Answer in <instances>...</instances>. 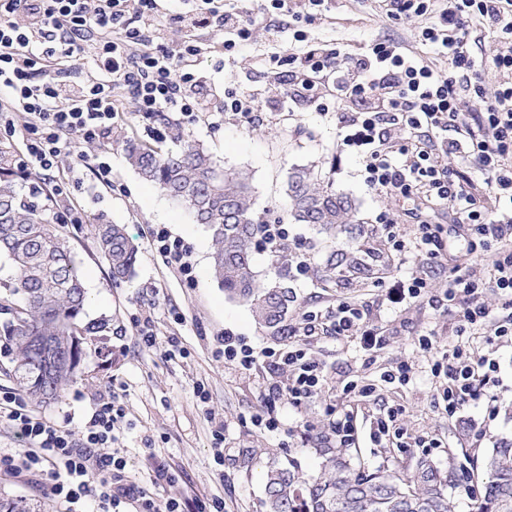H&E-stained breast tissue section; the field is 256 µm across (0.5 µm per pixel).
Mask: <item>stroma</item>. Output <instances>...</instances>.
<instances>
[{
  "label": "stroma",
  "instance_id": "obj_1",
  "mask_svg": "<svg viewBox=\"0 0 512 512\" xmlns=\"http://www.w3.org/2000/svg\"><path fill=\"white\" fill-rule=\"evenodd\" d=\"M328 6L325 20L308 26L269 12L265 0H238L236 8L253 35L237 41L229 53L224 50L223 30L198 31L199 71L217 89L251 90L258 110L249 120L222 112L200 115L172 125L163 143L176 151L185 141L196 142L225 171L247 173L256 216L286 225L284 255L264 248L254 255L259 276L281 267L285 284L296 295L284 322L275 328L261 325L248 304L225 296L211 274L209 230L128 165L124 143L147 141V122L130 101H122L124 119L109 141L80 145L78 152L63 158L69 166L77 153L102 152L112 166L111 190L97 188L88 178L74 195L87 215L86 223L64 226L87 291L84 319L106 320L108 328L86 337V356L76 379L61 399L39 405L38 410L75 430L100 395H115L126 412L116 434L132 481L159 499L177 498L190 507L199 500L222 498L224 512H265V474L270 466H291L307 478L319 475L323 449L338 444L330 422L350 412L356 418L358 441L345 456L353 467L412 470L423 458L443 470L454 467L461 479L451 491L455 512H473L482 494L485 453L496 442L512 440V340L499 338L490 345L482 336L458 335L453 317L430 304V297L443 296L446 282L439 272L401 260L393 250L378 215L389 213L395 231L407 236L416 226L406 214V203L366 185L362 159L343 146L335 112L317 109V100L328 98L329 89L319 88L316 99L293 104L275 89L279 73L288 69V53L299 48L293 38L297 29L330 51L357 55L376 40L390 39L427 58L438 70L446 65L423 45L415 20L379 17L374 0H329ZM294 167L313 170L333 190L351 197L356 223L333 236L309 224L290 223L286 191ZM96 222L126 225L134 237L139 252L130 279L112 282L95 246ZM155 228L167 229L184 242L193 282L163 265L151 241ZM344 250L360 252L376 269V278L326 284L325 268ZM416 273L426 278L428 296L396 300L399 288ZM342 300L356 301L370 321L384 327L381 349L368 354L355 337H302L300 347L323 367L325 382L297 407L270 399L269 387L283 376L270 368L265 351L282 348L288 341L287 327L297 325L305 313L331 310ZM143 321L155 335L154 347H146L136 335V325ZM224 334L239 337L260 353L257 365L242 371L225 364L217 341ZM422 337L443 349L459 346L490 355L498 363L485 393L469 400L456 415H448L437 396L441 380L431 371L434 356L418 347ZM405 363L413 367L410 381L381 382L383 372L397 371ZM352 381L372 386V393L344 395ZM201 387L209 394L208 402L198 398ZM492 396L498 406L493 418L487 410ZM269 409L281 421L273 432L253 423L257 414ZM391 410L399 413V436L372 439L377 418ZM217 419L224 423L220 465L212 454ZM160 466L169 470L172 481L156 483Z\"/></svg>",
  "mask_w": 512,
  "mask_h": 512
}]
</instances>
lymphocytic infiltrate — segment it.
Here are the masks:
<instances>
[{"instance_id": "1", "label": "lymphocytic infiltrate", "mask_w": 512, "mask_h": 512, "mask_svg": "<svg viewBox=\"0 0 512 512\" xmlns=\"http://www.w3.org/2000/svg\"><path fill=\"white\" fill-rule=\"evenodd\" d=\"M378 8L390 19L403 14L422 21V40L446 61L447 74L392 41L375 42L344 65L310 43L289 56L284 93L294 100L316 84H335L342 142L360 154L368 186L419 197L456 218L452 244L443 242L439 226L422 221L413 239L392 235L393 249L417 255L447 275L445 299L460 331L491 322L495 336H511L512 0H380ZM433 13L438 22L426 24ZM158 14L159 0H0V139L21 141L22 175L50 177L57 198L71 197L87 172L111 189L106 158L79 157L65 172L59 163L70 136L90 143L110 138L123 116L119 94H128L147 119L168 112L191 119L211 110L215 96L204 91L194 67L200 52L195 33L218 22L228 34L224 49L232 51L247 34L239 15L219 0H201L176 15L181 38L172 43ZM473 27L489 37L477 53L468 44ZM76 56L90 59L101 79L61 80L63 63ZM487 69L499 77L490 96L480 82ZM463 86L484 99L482 111L462 110ZM476 171L484 176L479 186L472 177ZM468 240L490 250L489 279L474 278L468 256L457 254L458 242ZM484 287L498 290L505 319L495 320L480 302ZM325 328L359 337L368 350L382 343V329L368 324L354 303H338L325 322L306 315L301 326L307 336ZM270 358L275 368L290 373L287 387L275 385L270 392L289 403L310 398L324 379L303 349L274 351ZM496 368L489 355L455 349L442 367L445 383L439 391L448 413L478 395ZM125 416L112 395H103L75 432L16 396L0 395V421L26 442L20 451L0 453V475L39 477L66 512H77L87 499L98 502L102 512H184L174 499L156 505L147 490L128 480L114 434Z\"/></svg>"}]
</instances>
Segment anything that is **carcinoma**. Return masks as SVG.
<instances>
[{
	"instance_id": "obj_1",
	"label": "carcinoma",
	"mask_w": 512,
	"mask_h": 512,
	"mask_svg": "<svg viewBox=\"0 0 512 512\" xmlns=\"http://www.w3.org/2000/svg\"><path fill=\"white\" fill-rule=\"evenodd\" d=\"M129 164L145 180L158 185L197 224L211 232V268L215 281L231 300L251 306L268 327L281 323L292 296L275 270L258 279L253 253L259 246L262 222L252 209L249 177L226 172L203 148L184 143L178 152L129 144ZM14 154L0 149V253L13 261L15 274L0 281V338L12 351L19 384L37 403L61 396L73 382L86 352L83 336L107 328L104 322L81 326L86 291L66 234L43 218L38 193L25 192ZM288 215L297 224H312L334 234L353 223L354 202L319 182L307 168L288 175ZM96 247L106 260L112 281L129 279L138 248L121 224H97ZM368 277L371 268L343 253L326 267L324 280L336 283V268ZM53 345L47 362L39 341ZM326 464L316 478L305 479L287 469L266 474V512H453L448 498L449 476L422 461L412 474L356 472L336 449H323ZM488 480L477 512H512V442L502 441L484 460ZM38 504L19 497L1 499L0 512H37Z\"/></svg>"
}]
</instances>
